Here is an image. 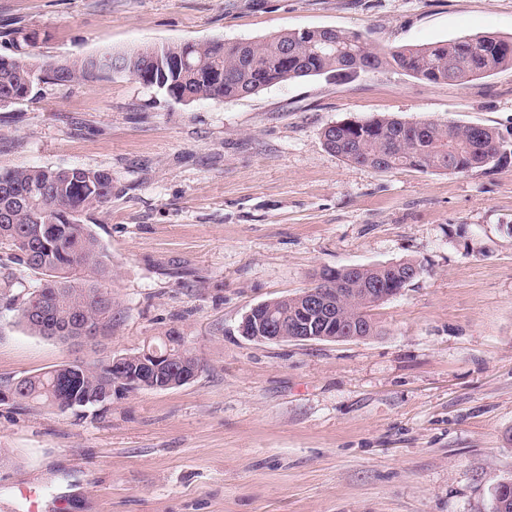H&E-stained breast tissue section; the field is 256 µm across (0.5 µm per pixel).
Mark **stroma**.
<instances>
[{
    "label": "stroma",
    "mask_w": 512,
    "mask_h": 512,
    "mask_svg": "<svg viewBox=\"0 0 512 512\" xmlns=\"http://www.w3.org/2000/svg\"><path fill=\"white\" fill-rule=\"evenodd\" d=\"M41 60L335 28L375 49L512 36V0H0ZM386 115L512 133V68L464 85L405 72L297 78L189 105L115 74L0 107V170L112 174L85 224L112 334L29 333L0 300V382L184 338L197 378L62 413L0 403V512H493L512 482V165L379 172L326 127ZM420 261L375 336L258 342L250 309L325 269Z\"/></svg>",
    "instance_id": "35a3bbf8"
}]
</instances>
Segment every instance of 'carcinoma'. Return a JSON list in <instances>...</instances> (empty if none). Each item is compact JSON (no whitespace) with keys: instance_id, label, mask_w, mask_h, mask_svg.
I'll list each match as a JSON object with an SVG mask.
<instances>
[{"instance_id":"carcinoma-1","label":"carcinoma","mask_w":512,"mask_h":512,"mask_svg":"<svg viewBox=\"0 0 512 512\" xmlns=\"http://www.w3.org/2000/svg\"><path fill=\"white\" fill-rule=\"evenodd\" d=\"M22 26H0V106L31 99L40 84L68 87L112 74H125L141 85L156 88L170 99L190 104L220 103L255 94L267 86L307 76L347 81L362 73L401 69L430 84H466L512 68V38L494 35L462 37L446 43L402 46L388 52L373 50L355 33L338 30H293L261 41L229 44L222 39L146 46L133 52L102 54L112 66L97 67L91 59L34 62L28 44L19 38ZM504 136L488 125L454 122H406L377 116L362 122H340L323 132L325 147L343 160L377 171L415 169L464 174L492 171L512 162V151H499ZM112 198V174L81 166L20 167L0 171V247L13 260L37 274V282L19 309V321L32 334L59 336L76 316L96 335L112 333V294L104 288L109 274L99 241L87 230L83 216ZM424 273L414 260L360 266L348 272L326 269L314 288L332 301L333 322H347L376 306L372 289L390 288L408 272ZM282 315L286 333L301 319L299 295L270 301ZM170 358L155 376L158 389L182 386L181 377L200 368L172 334L158 346ZM23 392L13 400L21 409L47 406L60 412L92 406L102 397L130 391L112 371V358L74 370L59 365L22 378Z\"/></svg>"}]
</instances>
